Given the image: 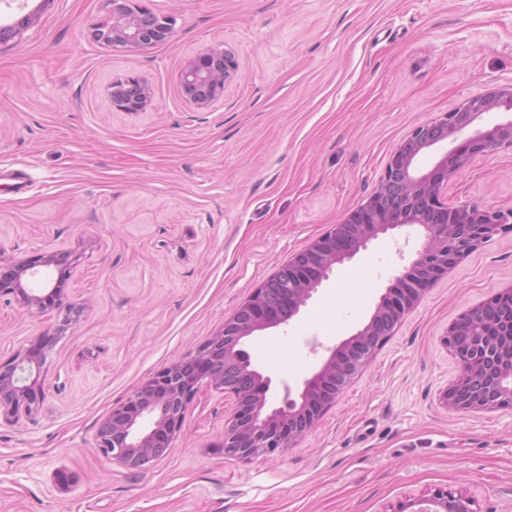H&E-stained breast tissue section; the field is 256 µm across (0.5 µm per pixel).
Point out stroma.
<instances>
[{
	"label": "stroma",
	"mask_w": 512,
	"mask_h": 512,
	"mask_svg": "<svg viewBox=\"0 0 512 512\" xmlns=\"http://www.w3.org/2000/svg\"><path fill=\"white\" fill-rule=\"evenodd\" d=\"M174 37L144 51L90 43L104 0L0 2V258L72 249L84 311L0 297V362L43 335L45 399L0 426V512H401L438 490L512 512V410L449 411L444 336L512 286V233L442 277L296 447L250 461L220 449L233 396L202 389L167 458L131 472L96 446L99 422L194 353L296 252L373 193L421 123L512 82V0H148ZM239 75L200 109L178 73L205 49ZM142 76L144 112L113 110L112 78ZM448 202L512 207V151L476 155ZM421 239L378 236L338 265L289 324L253 337L269 403L300 390L351 336Z\"/></svg>",
	"instance_id": "1"
}]
</instances>
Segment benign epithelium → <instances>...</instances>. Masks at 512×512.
I'll list each match as a JSON object with an SVG mask.
<instances>
[{
    "label": "benign epithelium",
    "mask_w": 512,
    "mask_h": 512,
    "mask_svg": "<svg viewBox=\"0 0 512 512\" xmlns=\"http://www.w3.org/2000/svg\"><path fill=\"white\" fill-rule=\"evenodd\" d=\"M107 14L91 29L93 41L128 50L165 44L174 36L173 20L154 12L145 0H106ZM32 17L0 26V44L19 35ZM238 70L235 54L213 47L183 66L178 86L185 101L207 108L224 97ZM112 107L144 112L152 105L147 81L125 75L109 86ZM511 118L485 130L475 123L485 114ZM452 148H447L448 142ZM512 149V83L469 96L442 117L418 125L394 150L374 192L348 218L313 240L265 280L224 321L220 332L195 353L162 368L128 400L112 408L96 431V447L122 467L141 471L164 460L183 431L189 405L203 388L235 398L224 427L222 452L228 459L250 460L294 447L358 376L375 350L405 315L448 270L494 236L512 231V208L477 203L450 204L448 181L477 154ZM427 150L441 155L425 170ZM404 227L422 237L409 265L381 295L368 320L327 356L300 392L287 389L267 409L271 379L252 366L245 343L257 333L288 323L306 306L336 265L366 249L381 234ZM79 261L72 250H55L35 260L0 264V296L12 295L29 311H65L57 331L66 329L82 308L66 300L63 281ZM444 345L458 365L455 379L441 394L447 408L466 413L512 409V286L463 312L449 327ZM44 354L28 348L0 363V422L15 425L38 411ZM462 493L437 491L411 500L412 512H474Z\"/></svg>",
    "instance_id": "1"
}]
</instances>
